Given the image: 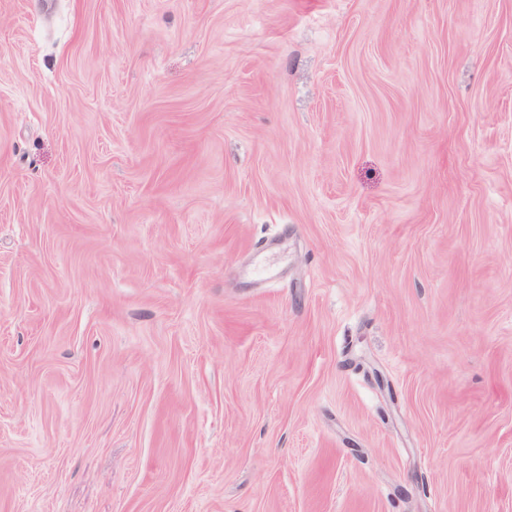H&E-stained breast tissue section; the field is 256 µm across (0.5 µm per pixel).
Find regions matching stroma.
Returning <instances> with one entry per match:
<instances>
[{
  "label": "stroma",
  "mask_w": 512,
  "mask_h": 512,
  "mask_svg": "<svg viewBox=\"0 0 512 512\" xmlns=\"http://www.w3.org/2000/svg\"><path fill=\"white\" fill-rule=\"evenodd\" d=\"M0 512H512V0H0Z\"/></svg>",
  "instance_id": "1"
}]
</instances>
